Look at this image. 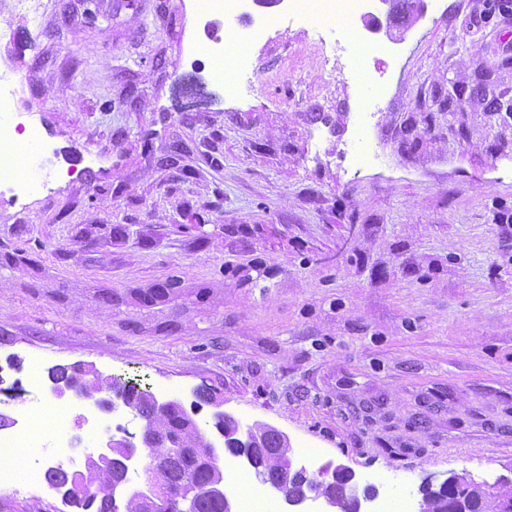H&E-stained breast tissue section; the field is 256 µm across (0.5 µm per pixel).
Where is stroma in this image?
<instances>
[{
  "mask_svg": "<svg viewBox=\"0 0 512 512\" xmlns=\"http://www.w3.org/2000/svg\"><path fill=\"white\" fill-rule=\"evenodd\" d=\"M0 0L52 181L0 193V413L30 362L165 389L324 449L379 497L512 478V9L425 0L400 38L286 0ZM280 19L259 38L238 30ZM223 39L251 86L200 52ZM374 156L353 165L357 112ZM177 295L148 302L162 285ZM0 512H72L55 490Z\"/></svg>",
  "mask_w": 512,
  "mask_h": 512,
  "instance_id": "35a3bbf8",
  "label": "stroma"
}]
</instances>
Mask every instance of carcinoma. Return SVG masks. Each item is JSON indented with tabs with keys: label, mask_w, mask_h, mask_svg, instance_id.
Segmentation results:
<instances>
[{
	"label": "carcinoma",
	"mask_w": 512,
	"mask_h": 512,
	"mask_svg": "<svg viewBox=\"0 0 512 512\" xmlns=\"http://www.w3.org/2000/svg\"><path fill=\"white\" fill-rule=\"evenodd\" d=\"M412 8V0H397L393 24L397 27L404 26L411 17ZM48 379L57 386L66 387L79 382L78 369L74 366L55 367L49 370ZM82 385L89 390L107 389L125 394L130 405L151 428L158 432H180L185 447L169 453L161 472L152 474V482L159 483L169 492H175L191 478L197 488L192 512H224V500L209 492L212 484L225 480L224 458L219 456L217 448L207 439L206 434L198 431L194 422L185 418L178 405H172L169 413L160 414L156 411L155 395L152 392L128 386L118 378H101L95 374L84 379ZM189 448L196 449L203 455L210 453L217 460L197 467L194 465V455L187 452ZM250 453L255 464L261 466L270 479L275 480L288 469L292 451L283 434L268 428L264 432L261 445L250 448ZM48 477L51 486L63 490L66 500L81 512H113L112 485L122 479L123 473L113 463L91 460L80 477L68 473L59 463L50 467ZM313 481L312 476L291 478L288 480L289 494L296 498L301 497L310 489ZM347 482L348 477L342 474L325 491L343 500L345 512H352L350 497L346 493Z\"/></svg>",
	"instance_id": "obj_1"
}]
</instances>
